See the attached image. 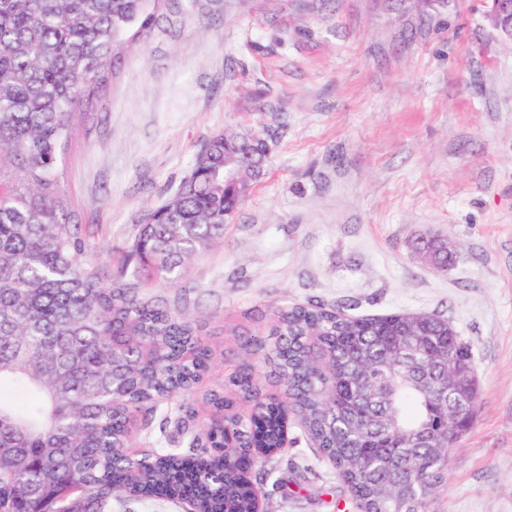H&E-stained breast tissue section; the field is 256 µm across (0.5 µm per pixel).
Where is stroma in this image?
<instances>
[{"instance_id": "1", "label": "stroma", "mask_w": 512, "mask_h": 512, "mask_svg": "<svg viewBox=\"0 0 512 512\" xmlns=\"http://www.w3.org/2000/svg\"><path fill=\"white\" fill-rule=\"evenodd\" d=\"M484 6L165 0L59 164L111 274L214 134L262 131L264 178L184 281L224 354L199 389L244 362L238 330L268 333L257 309L448 319L480 400L435 512H512V42ZM424 237L458 252L451 270L417 251ZM269 467L254 485L264 512H338L336 471L298 426Z\"/></svg>"}]
</instances>
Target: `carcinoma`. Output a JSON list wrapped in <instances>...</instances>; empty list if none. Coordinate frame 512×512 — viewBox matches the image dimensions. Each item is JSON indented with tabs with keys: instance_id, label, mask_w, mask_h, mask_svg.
Masks as SVG:
<instances>
[{
	"instance_id": "1",
	"label": "carcinoma",
	"mask_w": 512,
	"mask_h": 512,
	"mask_svg": "<svg viewBox=\"0 0 512 512\" xmlns=\"http://www.w3.org/2000/svg\"><path fill=\"white\" fill-rule=\"evenodd\" d=\"M154 25L142 0H0V512H104L114 496L253 512L247 485L270 475L288 413L336 457L357 512H433L448 415L466 409L448 370L474 360L445 319L280 305L274 342L239 336L282 399L249 363L229 378L235 398H192L217 358L206 322L147 289L181 282L224 239V208L240 209L224 189V133L137 226L120 270L91 256L58 161L120 49ZM163 403L188 448L131 452V426ZM201 407L210 417L191 431Z\"/></svg>"
}]
</instances>
